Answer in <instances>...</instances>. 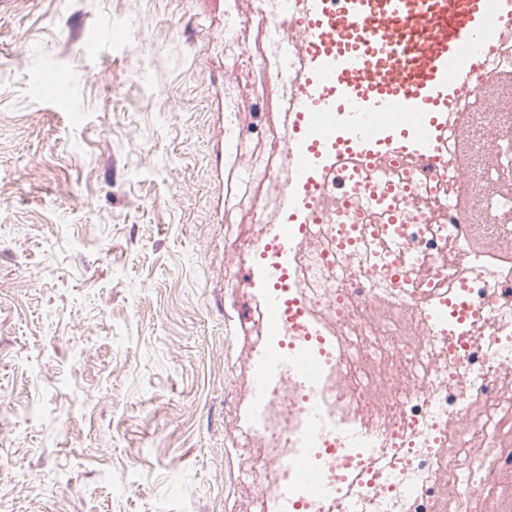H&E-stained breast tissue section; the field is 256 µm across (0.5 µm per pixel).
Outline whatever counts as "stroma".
<instances>
[{
    "label": "stroma",
    "mask_w": 512,
    "mask_h": 512,
    "mask_svg": "<svg viewBox=\"0 0 512 512\" xmlns=\"http://www.w3.org/2000/svg\"><path fill=\"white\" fill-rule=\"evenodd\" d=\"M224 120V0H0V512L245 508Z\"/></svg>",
    "instance_id": "obj_1"
}]
</instances>
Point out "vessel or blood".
<instances>
[{
  "instance_id": "obj_1",
  "label": "vessel or blood",
  "mask_w": 512,
  "mask_h": 512,
  "mask_svg": "<svg viewBox=\"0 0 512 512\" xmlns=\"http://www.w3.org/2000/svg\"><path fill=\"white\" fill-rule=\"evenodd\" d=\"M272 27L296 14L307 29V63L286 103L279 198L282 222L267 248L292 260L333 179L402 158L438 170L448 117L491 44L512 28V0H281ZM274 333L306 326L298 300H284L285 269H266Z\"/></svg>"
}]
</instances>
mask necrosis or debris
I'll use <instances>...</instances> for the list:
<instances>
[{
	"label": "necrosis or debris",
	"mask_w": 512,
	"mask_h": 512,
	"mask_svg": "<svg viewBox=\"0 0 512 512\" xmlns=\"http://www.w3.org/2000/svg\"><path fill=\"white\" fill-rule=\"evenodd\" d=\"M277 8L254 0L245 14L224 0V58L246 60L224 84V140L258 175L270 219L285 128L270 127L263 157L238 114L249 100L276 111L295 93L277 75ZM511 79L507 36L461 93L443 175L392 165L385 193L326 200L290 269L309 330L273 334L240 301L264 369L238 443L249 512H336L341 497L347 512H502L491 492L512 476V106L490 89ZM285 350L310 375L280 362Z\"/></svg>",
	"instance_id": "4bbe7bcc"
}]
</instances>
